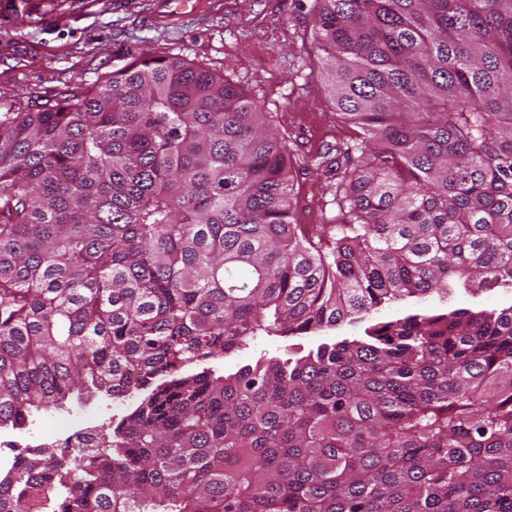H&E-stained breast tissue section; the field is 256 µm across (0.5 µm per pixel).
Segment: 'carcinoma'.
Instances as JSON below:
<instances>
[{"label":"carcinoma","mask_w":512,"mask_h":512,"mask_svg":"<svg viewBox=\"0 0 512 512\" xmlns=\"http://www.w3.org/2000/svg\"><path fill=\"white\" fill-rule=\"evenodd\" d=\"M316 2L352 129L316 157L327 224L297 223L260 102L200 64L0 104V428L143 394L96 454L0 476V512H512V306L188 371L512 285V0ZM448 298H440L438 295L430 297L425 303L417 302L415 299L400 300L383 308L379 313H375L358 323L346 322L338 327L324 329L315 333L302 334L298 336H266L259 333L247 341L243 346L224 361L208 362L206 364L194 365L193 370L200 371L202 367L213 366L218 372H234L240 365L254 362L260 356H275L283 353L287 348L300 350V347L307 351L316 347L322 342L340 339L349 336L364 335V328L371 324L383 320L402 316L418 306L429 307L434 313H446L448 310L456 308H468L472 311L497 308L502 309L512 305V291L507 292L502 287H494L486 292L472 293L466 290L462 283L451 288Z\"/></svg>","instance_id":"cac0c4a2"}]
</instances>
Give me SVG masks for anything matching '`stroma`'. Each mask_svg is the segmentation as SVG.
Returning a JSON list of instances; mask_svg holds the SVG:
<instances>
[{
	"label": "stroma",
	"mask_w": 512,
	"mask_h": 512,
	"mask_svg": "<svg viewBox=\"0 0 512 512\" xmlns=\"http://www.w3.org/2000/svg\"><path fill=\"white\" fill-rule=\"evenodd\" d=\"M0 0V103L53 102L92 87L133 56L178 55L224 72L264 104L274 132L298 154H315L347 137L325 84L322 54L312 44L316 0ZM292 204L303 224L327 223L329 176L296 165ZM432 312L512 305V291L471 292L453 286L430 297ZM364 323L298 336L258 334L224 360L232 372L261 356L362 335Z\"/></svg>",
	"instance_id": "obj_1"
}]
</instances>
